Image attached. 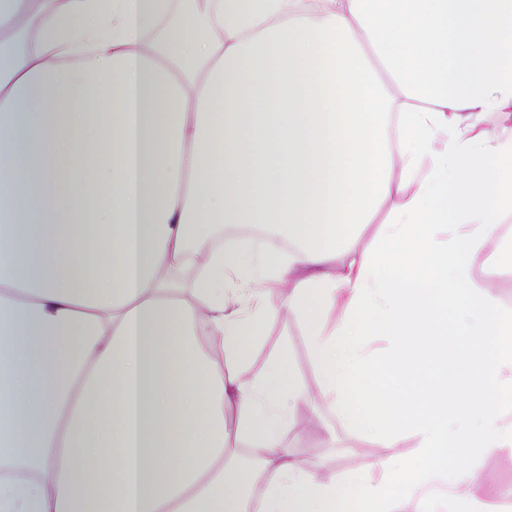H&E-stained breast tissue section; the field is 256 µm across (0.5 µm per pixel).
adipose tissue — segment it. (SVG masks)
I'll return each mask as SVG.
<instances>
[{
  "instance_id": "1",
  "label": "adipose tissue",
  "mask_w": 512,
  "mask_h": 512,
  "mask_svg": "<svg viewBox=\"0 0 512 512\" xmlns=\"http://www.w3.org/2000/svg\"><path fill=\"white\" fill-rule=\"evenodd\" d=\"M511 216L512 0H0V512H500ZM510 252H512V238L511 243L509 238H505L504 240L494 245L485 255L481 256L477 260L475 264V275L477 279L483 280L484 278H486L487 269L491 263V259H489L488 256L500 258L505 255H508L509 257ZM270 316V336L260 350V358H266L270 351L279 345L288 346L296 374L303 386L312 390L316 381L309 361L307 337L300 322L288 312L280 300L273 301ZM301 421L287 440L304 468L317 471L323 480L337 482L352 467H372L376 462V444L347 437L329 413L323 412L322 418L303 416ZM475 468L491 477L498 484L512 486V452L503 450L496 454L480 455L473 458Z\"/></svg>"
}]
</instances>
